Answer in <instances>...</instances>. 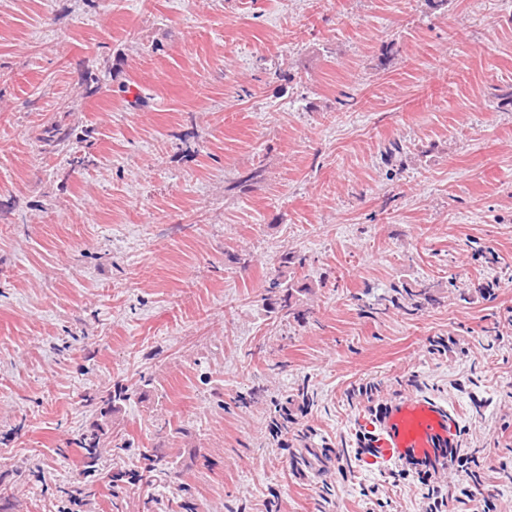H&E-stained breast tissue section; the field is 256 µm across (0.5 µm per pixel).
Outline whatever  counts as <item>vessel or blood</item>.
<instances>
[{"label":"vessel or blood","mask_w":512,"mask_h":512,"mask_svg":"<svg viewBox=\"0 0 512 512\" xmlns=\"http://www.w3.org/2000/svg\"><path fill=\"white\" fill-rule=\"evenodd\" d=\"M351 425L362 449L361 464L372 473L406 466L438 477L463 443L456 410L418 391L361 408Z\"/></svg>","instance_id":"obj_1"}]
</instances>
